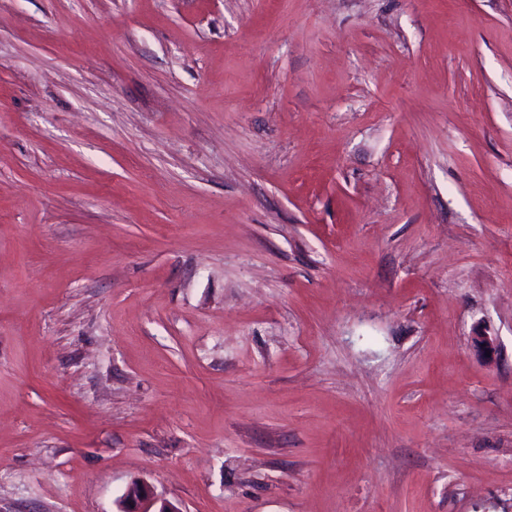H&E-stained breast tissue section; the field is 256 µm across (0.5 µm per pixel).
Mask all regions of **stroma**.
Here are the masks:
<instances>
[{"label": "stroma", "instance_id": "35a3bbf8", "mask_svg": "<svg viewBox=\"0 0 512 512\" xmlns=\"http://www.w3.org/2000/svg\"><path fill=\"white\" fill-rule=\"evenodd\" d=\"M135 479L512 512V0H0V512Z\"/></svg>", "mask_w": 512, "mask_h": 512}]
</instances>
